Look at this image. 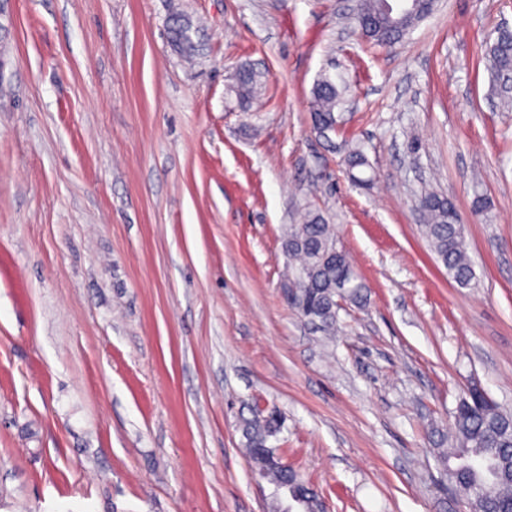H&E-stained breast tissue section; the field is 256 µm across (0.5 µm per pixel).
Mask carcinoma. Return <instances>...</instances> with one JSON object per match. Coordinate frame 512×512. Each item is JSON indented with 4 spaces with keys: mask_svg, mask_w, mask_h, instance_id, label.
<instances>
[{
    "mask_svg": "<svg viewBox=\"0 0 512 512\" xmlns=\"http://www.w3.org/2000/svg\"><path fill=\"white\" fill-rule=\"evenodd\" d=\"M434 4L414 0L405 14L396 15L385 0H360L355 23L362 36L379 45L400 41L410 24L428 16ZM192 20L180 11L171 15L167 37L176 52L187 59L199 54ZM484 59L494 81V90L506 102L512 100V34L505 31L486 42ZM265 73L242 66L236 74L233 91L242 106L255 99L265 84ZM344 104L343 90L329 76L319 77L312 89L310 112L314 128L326 136L337 130ZM344 163L353 182L367 185L372 178L356 172L370 167L358 145H353ZM418 205L423 213L424 235L448 277L460 288L475 279L465 247L466 225L448 199L428 192ZM288 266L282 288L288 303L303 317L332 328L337 322L339 301L364 302L365 285L356 274L348 253L338 245L335 225L317 210L305 209L301 222L288 228L283 241ZM281 419L272 415L261 420H243L244 447L255 473L274 486L286 485L306 492V512H322L320 498L309 490L300 474L281 466L270 438L280 431ZM443 475L455 496L463 499L472 512H512V415L503 411L484 391L474 387L460 399L448 435V447L438 449Z\"/></svg>",
    "mask_w": 512,
    "mask_h": 512,
    "instance_id": "cac0c4a2",
    "label": "carcinoma"
}]
</instances>
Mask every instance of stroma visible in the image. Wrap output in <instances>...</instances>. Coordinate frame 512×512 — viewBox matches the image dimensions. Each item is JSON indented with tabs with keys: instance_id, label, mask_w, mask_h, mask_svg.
Masks as SVG:
<instances>
[{
	"instance_id": "obj_1",
	"label": "stroma",
	"mask_w": 512,
	"mask_h": 512,
	"mask_svg": "<svg viewBox=\"0 0 512 512\" xmlns=\"http://www.w3.org/2000/svg\"><path fill=\"white\" fill-rule=\"evenodd\" d=\"M355 2L0 0V512H286L244 451L258 408L327 512H449L459 397L512 412V112L482 61L512 0H441L390 48ZM245 63L266 86L244 110ZM325 72L348 89L327 137ZM427 190L466 225L471 287L422 233ZM307 207L366 286L332 336L282 291ZM171 24L168 27L167 37L176 52L187 59H192L199 54V45L194 40L196 30L193 22L187 15L175 11L171 15ZM310 112L314 128L322 136L336 132L341 116L336 113L344 104L343 90L329 76L319 77L312 89ZM344 163L348 168L351 179L354 183L368 185L372 181L371 177L364 178L353 173L355 170L363 172V168H370V164L365 154L357 144L351 146L345 156Z\"/></svg>"
}]
</instances>
